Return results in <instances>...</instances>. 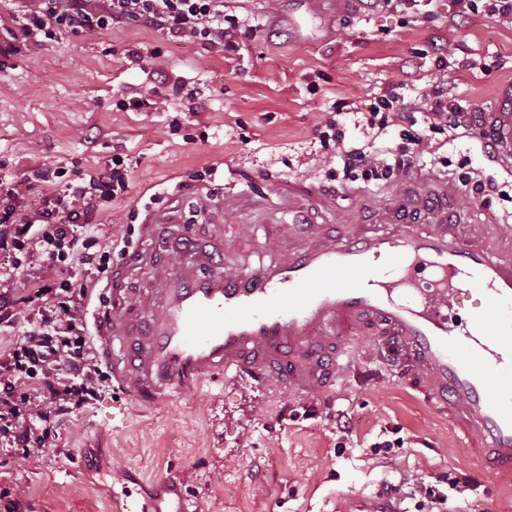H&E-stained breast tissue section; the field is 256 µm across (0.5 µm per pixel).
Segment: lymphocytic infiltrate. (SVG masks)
<instances>
[{
    "label": "lymphocytic infiltrate",
    "instance_id": "f902f5d3",
    "mask_svg": "<svg viewBox=\"0 0 512 512\" xmlns=\"http://www.w3.org/2000/svg\"><path fill=\"white\" fill-rule=\"evenodd\" d=\"M6 52L52 45L64 32L93 34L119 25L167 30L172 39L222 52L249 38L246 19L224 11V0H10ZM334 116L316 126L326 156L340 159L345 180L389 182L412 171L423 154H436L432 136L447 132L486 144L475 111L435 90L425 107V128L397 92L361 107L364 145L345 146ZM392 126L402 143L393 149L374 141ZM130 166L118 154L97 170L57 168L22 176L0 172V323H22L20 338L0 354V442L28 459L49 447L61 415L93 404L106 377L86 350L88 290L112 267V252L100 242L95 220L129 187ZM76 264L83 283L46 280L45 270ZM26 275L29 295L17 299V278ZM29 313L19 317L17 304Z\"/></svg>",
    "mask_w": 512,
    "mask_h": 512
}]
</instances>
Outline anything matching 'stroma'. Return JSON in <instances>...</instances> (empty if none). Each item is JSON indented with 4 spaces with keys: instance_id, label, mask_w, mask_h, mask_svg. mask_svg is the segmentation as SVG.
<instances>
[{
    "instance_id": "obj_1",
    "label": "stroma",
    "mask_w": 512,
    "mask_h": 512,
    "mask_svg": "<svg viewBox=\"0 0 512 512\" xmlns=\"http://www.w3.org/2000/svg\"><path fill=\"white\" fill-rule=\"evenodd\" d=\"M283 0H227V13L247 17L249 39L221 53L181 43L166 31L117 26L95 35L61 33L49 47L0 55V162L14 175L39 168L94 170L123 155L131 166L127 195L101 215L100 235L112 240V262L124 258V240L138 237L150 204L179 195L169 238L193 232L210 240L190 173L204 168L216 194L251 197L266 184L301 180L334 189L336 214L325 224L338 234L346 224L388 203L396 182L366 185L335 176L318 162L314 132L335 101L358 102L393 90L426 104L433 88L488 111L499 86L512 81V25L488 15L460 17L441 0L435 19L388 14L365 0H345L319 17L307 41L285 22H273ZM447 68H438L439 47ZM158 51L165 63L167 110L154 108L151 76L133 52ZM321 73L310 87L307 77ZM197 94L189 111L187 91ZM145 107L120 111L122 98ZM484 168L498 182L480 147L444 138L437 155L418 169L458 183L462 161ZM135 222H128V215ZM243 238L226 262L267 263L277 257L268 237L275 225L242 209L222 222ZM369 340L350 347V372L330 391L296 396L274 384L260 387L227 376L180 392L168 404L140 409L113 381L98 401L68 415L52 447L14 461L0 449V491H21L30 512H114L113 491L129 477L161 508L186 495L196 512H375L385 487L401 488L399 512H421L413 484L444 478L465 482L449 492L442 512H512V480L484 474L473 449L459 446L447 422L380 363L367 361ZM352 422L341 436L337 415ZM400 440L392 452L374 443Z\"/></svg>"
}]
</instances>
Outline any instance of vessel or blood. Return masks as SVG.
Instances as JSON below:
<instances>
[{"instance_id":"1","label":"vessel or blood","mask_w":512,"mask_h":512,"mask_svg":"<svg viewBox=\"0 0 512 512\" xmlns=\"http://www.w3.org/2000/svg\"><path fill=\"white\" fill-rule=\"evenodd\" d=\"M484 123L493 164L512 173V83ZM437 181L416 175L371 223L344 225L337 237L321 222L334 191L283 181L274 194L302 233L283 235L279 259L235 273L224 269L233 238L170 241L178 260L157 274L146 317L125 314L124 271L109 280V317L94 324L102 363L147 408L228 374L304 394L345 375L344 340L368 336L462 445L512 477V387L492 376L512 371V225L450 209ZM170 221L167 207L149 215L127 268L152 258ZM465 288L484 305L461 329L449 315Z\"/></svg>"}]
</instances>
